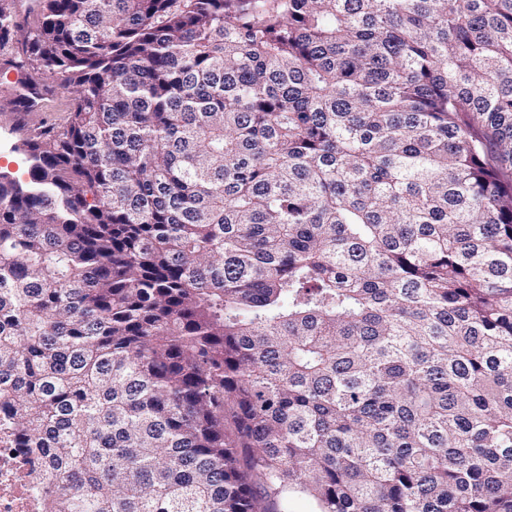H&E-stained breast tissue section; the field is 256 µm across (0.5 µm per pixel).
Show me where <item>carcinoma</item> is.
<instances>
[{"mask_svg":"<svg viewBox=\"0 0 512 512\" xmlns=\"http://www.w3.org/2000/svg\"><path fill=\"white\" fill-rule=\"evenodd\" d=\"M26 13L0 439L45 512H512V0ZM72 95L59 91L49 97L39 112H33L28 120L31 124H60L63 123L71 106Z\"/></svg>","mask_w":512,"mask_h":512,"instance_id":"1","label":"carcinoma"}]
</instances>
